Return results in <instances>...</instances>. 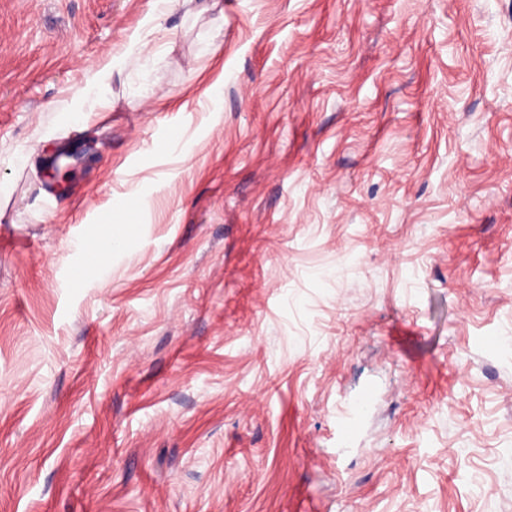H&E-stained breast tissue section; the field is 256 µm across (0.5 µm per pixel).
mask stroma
Masks as SVG:
<instances>
[{
	"instance_id": "obj_1",
	"label": "stroma",
	"mask_w": 512,
	"mask_h": 512,
	"mask_svg": "<svg viewBox=\"0 0 512 512\" xmlns=\"http://www.w3.org/2000/svg\"><path fill=\"white\" fill-rule=\"evenodd\" d=\"M511 339L512 0H0V512H512ZM133 232L134 227L128 224L113 225L112 232L101 235L99 241L104 248L113 252L119 251L124 248Z\"/></svg>"
}]
</instances>
